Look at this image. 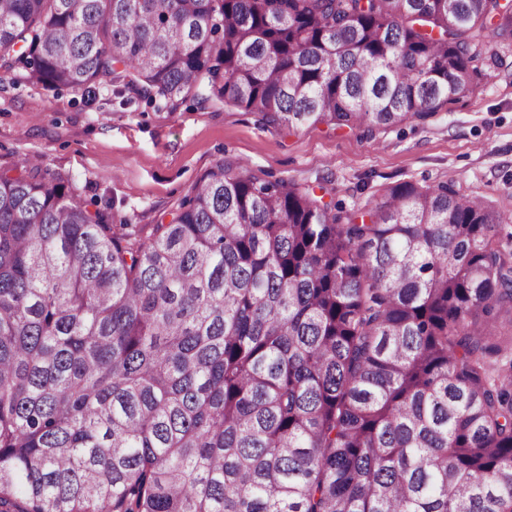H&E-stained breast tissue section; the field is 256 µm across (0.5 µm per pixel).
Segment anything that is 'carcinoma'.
<instances>
[{"instance_id":"1","label":"carcinoma","mask_w":512,"mask_h":512,"mask_svg":"<svg viewBox=\"0 0 512 512\" xmlns=\"http://www.w3.org/2000/svg\"><path fill=\"white\" fill-rule=\"evenodd\" d=\"M512 0H0L45 88L208 84L364 135L470 90ZM216 165L167 224L0 170V512H512V232Z\"/></svg>"}]
</instances>
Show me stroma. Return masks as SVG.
<instances>
[{
  "label": "stroma",
  "mask_w": 512,
  "mask_h": 512,
  "mask_svg": "<svg viewBox=\"0 0 512 512\" xmlns=\"http://www.w3.org/2000/svg\"><path fill=\"white\" fill-rule=\"evenodd\" d=\"M469 92L434 115L366 137L324 124L288 131L212 95L176 111L115 83L88 94L28 83L0 67V169L60 172L89 210L116 224L170 221L216 164L262 181L325 185L348 209L409 181H439L512 216V36L490 35Z\"/></svg>",
  "instance_id": "1"
}]
</instances>
